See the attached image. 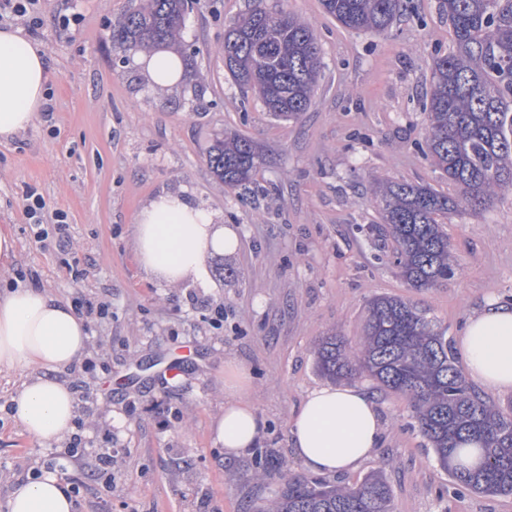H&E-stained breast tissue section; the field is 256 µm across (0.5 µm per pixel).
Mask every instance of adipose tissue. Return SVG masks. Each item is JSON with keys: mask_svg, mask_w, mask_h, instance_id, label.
I'll return each instance as SVG.
<instances>
[{"mask_svg": "<svg viewBox=\"0 0 512 512\" xmlns=\"http://www.w3.org/2000/svg\"><path fill=\"white\" fill-rule=\"evenodd\" d=\"M134 67L150 87L180 83L183 61L176 52L158 49L136 54ZM51 79L42 47L22 30H0V139L31 126L47 102ZM136 254L142 268L170 284L207 273L206 261L237 250L236 232L187 193H162L138 214ZM85 323L75 310L40 288L18 286L0 294V372L25 374L11 398L23 429L40 443L66 439L75 429L77 406L60 373L83 354ZM457 348L467 376L489 393L512 392V306L485 299L469 317ZM230 383V398L215 425V438L226 454L254 447L261 422ZM291 446L305 468L321 475L358 469L372 459L382 435L378 407L358 384L319 386L308 392L288 427ZM9 512H72L68 485L56 474L16 483Z\"/></svg>", "mask_w": 512, "mask_h": 512, "instance_id": "obj_1", "label": "adipose tissue"}]
</instances>
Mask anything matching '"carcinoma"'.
Returning a JSON list of instances; mask_svg holds the SVG:
<instances>
[{
    "label": "carcinoma",
    "instance_id": "1",
    "mask_svg": "<svg viewBox=\"0 0 512 512\" xmlns=\"http://www.w3.org/2000/svg\"><path fill=\"white\" fill-rule=\"evenodd\" d=\"M322 6L350 30L377 33L405 8L403 0H322ZM441 7L454 47L433 58L424 106L427 148L460 195L408 182H388L376 192L380 232L395 244L399 273L414 288H432L454 274L438 218L461 208L479 210L495 189L512 187V0H441ZM184 12L185 0H131L123 21L112 27V49L127 64L136 53L176 44ZM320 52L310 26L286 10L268 11L264 0H251L248 12L224 32V63L235 83L285 120L309 107ZM207 163L234 189L253 183L262 154L234 133L214 139ZM316 367L331 380L366 374L406 397L418 431L449 476L477 494L512 495V413L469 384L447 336L411 301L373 298L360 351L350 353L337 336H327ZM469 442L479 456L471 467L456 462ZM257 512H392V489L380 472L344 486L291 477Z\"/></svg>",
    "mask_w": 512,
    "mask_h": 512
}]
</instances>
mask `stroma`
Instances as JSON below:
<instances>
[{
	"label": "stroma",
	"mask_w": 512,
	"mask_h": 512,
	"mask_svg": "<svg viewBox=\"0 0 512 512\" xmlns=\"http://www.w3.org/2000/svg\"><path fill=\"white\" fill-rule=\"evenodd\" d=\"M249 0H193L180 40L194 68L168 90L150 89L120 63L112 26L128 0H40L30 36L52 73L46 110L0 140V227L17 256L0 287L44 288L75 305H105L88 320L86 360L63 377L77 404V431L112 451L111 472L66 443L41 445L16 421L17 373H0V512L15 482L53 472L75 488L74 512H252L303 473L288 423L325 379L316 369L323 336L358 350L368 302L388 295L426 310L456 342L485 298L512 305V188L480 210L442 218L457 261L432 288L399 274L373 198L381 181L458 189L427 153L422 107L435 54L454 47L440 0H407L387 32H358L327 15L321 0H265L314 30L322 71L298 118L267 112L242 95L224 66V30ZM78 14L62 27L58 19ZM249 137L264 155L258 192L226 189L207 166L216 134ZM44 202V224L64 212L67 247L37 241L27 194ZM184 191L219 213L239 237L235 253L209 258L205 282L170 285L139 266L134 226L161 191ZM223 305L224 318L213 322ZM244 370L243 394L264 429L255 448L230 456L213 437L226 385ZM378 405L382 444L353 484L384 471L394 512H512L511 496L455 485L412 426L408 400L359 379Z\"/></svg>",
	"instance_id": "obj_1"
}]
</instances>
